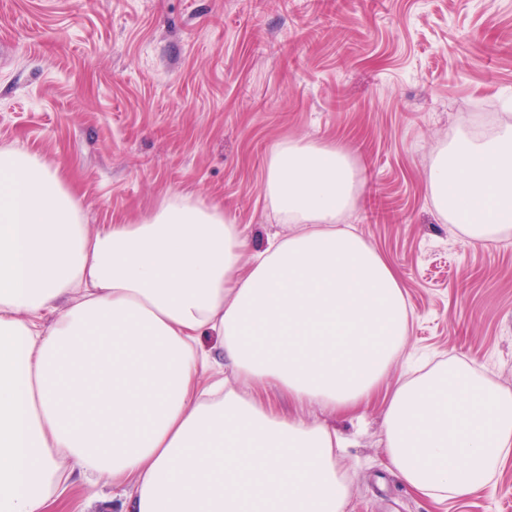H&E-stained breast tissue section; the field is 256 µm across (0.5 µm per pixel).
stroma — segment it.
Segmentation results:
<instances>
[{
	"mask_svg": "<svg viewBox=\"0 0 512 512\" xmlns=\"http://www.w3.org/2000/svg\"><path fill=\"white\" fill-rule=\"evenodd\" d=\"M0 147L59 168L88 223L133 224L164 195L220 205L248 250L280 226L262 186L286 140L333 144L360 191L341 227L395 270L406 350L458 356L512 389V237L468 243L437 215L436 147L512 109V0H0ZM383 398L352 420L345 512H512V458L490 491L434 501L384 453ZM75 478L46 512H123Z\"/></svg>",
	"mask_w": 512,
	"mask_h": 512,
	"instance_id": "obj_1",
	"label": "stroma"
}]
</instances>
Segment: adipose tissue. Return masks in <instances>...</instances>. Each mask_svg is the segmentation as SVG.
Returning a JSON list of instances; mask_svg holds the SVG:
<instances>
[{
	"label": "adipose tissue",
	"instance_id": "adipose-tissue-1",
	"mask_svg": "<svg viewBox=\"0 0 512 512\" xmlns=\"http://www.w3.org/2000/svg\"><path fill=\"white\" fill-rule=\"evenodd\" d=\"M426 183L470 243L499 241L512 126L462 133ZM357 193L339 147L281 143L263 194L300 230L249 254L222 207L179 192L138 223H87L59 169L0 147V512H44L77 475L125 488L127 512H344L347 441L225 377L299 408L374 395L410 309L387 261L336 227ZM384 429L412 491L488 489L512 456V390L452 357L393 385Z\"/></svg>",
	"mask_w": 512,
	"mask_h": 512
}]
</instances>
